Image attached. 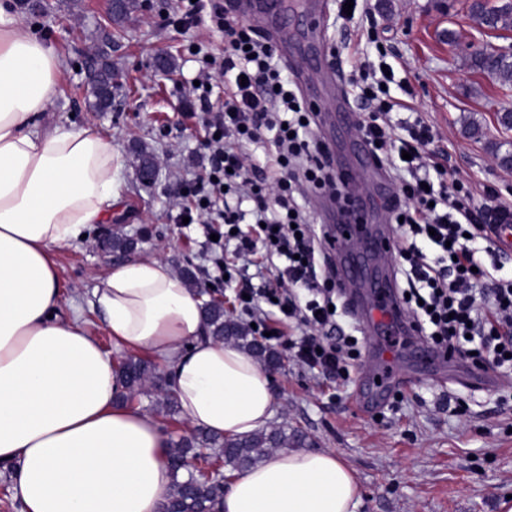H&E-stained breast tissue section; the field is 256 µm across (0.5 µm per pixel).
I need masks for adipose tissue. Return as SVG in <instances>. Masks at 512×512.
Masks as SVG:
<instances>
[{"instance_id":"1","label":"adipose tissue","mask_w":512,"mask_h":512,"mask_svg":"<svg viewBox=\"0 0 512 512\" xmlns=\"http://www.w3.org/2000/svg\"><path fill=\"white\" fill-rule=\"evenodd\" d=\"M61 61L0 0V464L23 512H160L172 485L167 440L120 405L117 367L80 318L58 316L54 248L116 201L111 139L64 125L42 133ZM115 346L158 361L187 425L232 439L275 409L268 372L206 339L201 301L160 258L114 266L93 290ZM353 470L330 451L267 455L236 475L213 512H356Z\"/></svg>"}]
</instances>
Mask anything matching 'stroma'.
I'll return each instance as SVG.
<instances>
[{"instance_id":"35a3bbf8","label":"stroma","mask_w":512,"mask_h":512,"mask_svg":"<svg viewBox=\"0 0 512 512\" xmlns=\"http://www.w3.org/2000/svg\"><path fill=\"white\" fill-rule=\"evenodd\" d=\"M288 63L310 75L309 94L331 96L332 88L314 75L305 47L323 49V66L343 75L357 73L364 44L358 33L371 32L388 50L394 69L393 96L410 110L393 113L403 128L422 117L436 131L431 145L448 171L468 177L477 189L474 203L485 202L484 188L512 203V166L500 159L512 154V129L497 114L512 108V90L500 87L470 66L482 46L512 49V30L480 28L469 0H359L354 18H336V0H319L325 14L320 30L307 28V0H287ZM43 15H28L36 35L60 57L63 70L55 97L38 118L39 131L65 124L87 128L111 139L120 162L119 199L112 218L89 227L83 238L56 248L61 276L60 313L70 316L81 304L84 320L114 362L127 358L117 348L99 314L89 303L98 276L119 263L103 244L121 234L132 239L133 257H159L172 269L190 267L197 288H213L235 320L243 315L236 300L237 282L207 276L200 225L177 224L179 209L192 207L180 194L181 183L202 174L206 131L197 118L199 101L190 86L200 62L189 47L204 43L220 54L222 34L207 25H172L176 0H148L122 25L114 26L111 0H49ZM114 34L112 65L122 86L112 109L85 107V53L94 51L98 30ZM173 58V71H155L156 56ZM479 134H472V126ZM157 155L156 181L140 183L134 167L135 146ZM360 354L348 380L336 382L298 365L287 338L271 340L282 364L272 370L276 407L271 425L301 429L304 449L330 450L354 471L362 491L357 512H498L512 495V375H498L484 387L449 377L441 370L422 373L417 345L406 341L393 352L391 388L375 396L378 356L370 355L368 335H360Z\"/></svg>"}]
</instances>
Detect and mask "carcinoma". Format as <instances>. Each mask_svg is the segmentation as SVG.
Segmentation results:
<instances>
[{
	"mask_svg": "<svg viewBox=\"0 0 512 512\" xmlns=\"http://www.w3.org/2000/svg\"><path fill=\"white\" fill-rule=\"evenodd\" d=\"M470 14L481 24L493 30L512 29V0L490 6L487 0L473 3ZM471 68L494 79L501 87H512V54L480 49L470 56ZM85 104L89 112H105L112 107V89L107 76L91 82L86 89ZM136 174L139 180L147 179L152 171L154 157L143 149L134 150ZM203 320L210 337L219 342L232 343L257 358L262 363L273 364L279 357L269 349L256 333L242 326L224 310V302L212 298L201 306ZM118 378L122 385L121 399L134 400L145 393H154L168 416L179 413L176 396L167 388L156 368L149 362L130 357L118 365ZM305 441L299 430L270 427L247 437L227 440L224 437L196 430L183 436L166 448V458L173 474L172 492L168 499L171 512H212L218 491L194 467L201 450L209 452L207 463L220 461L224 466L240 472L280 448L298 447Z\"/></svg>",
	"mask_w": 512,
	"mask_h": 512,
	"instance_id": "cac0c4a2",
	"label": "carcinoma"
}]
</instances>
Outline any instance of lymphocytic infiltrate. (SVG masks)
Segmentation results:
<instances>
[{
	"label": "lymphocytic infiltrate",
	"mask_w": 512,
	"mask_h": 512,
	"mask_svg": "<svg viewBox=\"0 0 512 512\" xmlns=\"http://www.w3.org/2000/svg\"><path fill=\"white\" fill-rule=\"evenodd\" d=\"M224 36V52L212 58L193 87L202 123L211 136L205 171L194 186L197 215L210 216L208 228L250 261L256 244L266 260L256 266L266 290L243 285L251 302L277 299L272 334L290 321L304 326L293 357L304 367L333 379L348 376L358 350L344 334L334 311L332 280L318 281L321 238L296 196L335 188L331 156L315 137L319 118L284 73L279 49L270 38L232 14L224 0H212L209 17ZM224 79V103L213 108L210 83ZM390 78L365 63L351 79L362 116L358 132L372 157L383 162L397 190L386 203L396 225L398 272L407 294L404 309L419 336L433 348L452 351L470 363L512 373V274L502 265L483 266L489 224L505 204L475 206L468 180L448 174L428 146L430 126L415 119L408 137L395 132L391 114L403 103L381 95ZM272 146L273 168L248 167L246 149Z\"/></svg>",
	"instance_id": "obj_1"
}]
</instances>
